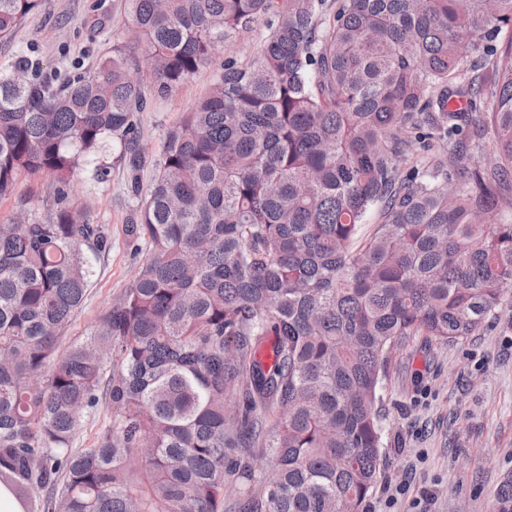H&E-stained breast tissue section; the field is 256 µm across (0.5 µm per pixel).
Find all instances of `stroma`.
<instances>
[{
    "label": "stroma",
    "instance_id": "1",
    "mask_svg": "<svg viewBox=\"0 0 512 512\" xmlns=\"http://www.w3.org/2000/svg\"><path fill=\"white\" fill-rule=\"evenodd\" d=\"M267 33L258 22L232 34L172 96L150 100L139 113L146 154L141 190H148L160 145L182 112L210 89L224 61L250 62ZM123 39L119 0H40L11 38L0 41V72L9 73L22 55L42 79L88 75ZM99 162L106 177L96 178L90 168L77 172L69 199L105 225L112 247L94 263L89 294L66 335L70 341L91 332L140 261L127 235L138 202L127 162L116 147ZM55 209L48 179L25 173L0 199V223L41 221ZM380 395L384 460L363 512H493L500 482L512 473V298H505L497 318L458 342L416 336L396 347ZM396 487L402 495L391 496Z\"/></svg>",
    "mask_w": 512,
    "mask_h": 512
}]
</instances>
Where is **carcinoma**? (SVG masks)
<instances>
[{"label": "carcinoma", "instance_id": "cac0c4a2", "mask_svg": "<svg viewBox=\"0 0 512 512\" xmlns=\"http://www.w3.org/2000/svg\"><path fill=\"white\" fill-rule=\"evenodd\" d=\"M40 0H0V41ZM92 76H0V197L52 178L45 224H0V484L41 512H361L392 350L473 335L512 296V0H121ZM161 143L145 251L91 333L102 224L67 202L111 139L236 31ZM377 220L361 234L370 214ZM110 409L91 448L85 418ZM494 512H512V475Z\"/></svg>", "mask_w": 512, "mask_h": 512}]
</instances>
